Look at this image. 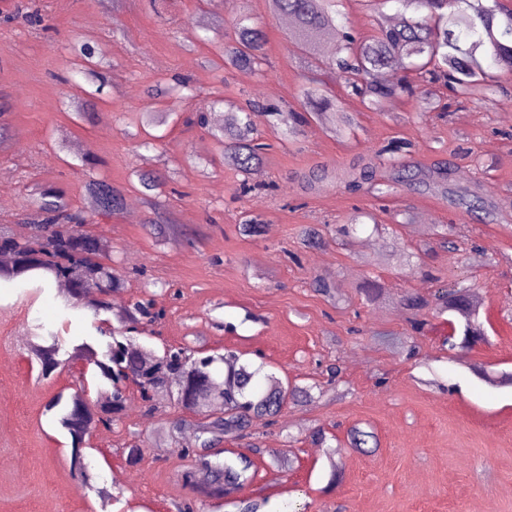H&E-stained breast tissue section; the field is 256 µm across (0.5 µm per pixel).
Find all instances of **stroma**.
<instances>
[{"instance_id":"1","label":"stroma","mask_w":512,"mask_h":512,"mask_svg":"<svg viewBox=\"0 0 512 512\" xmlns=\"http://www.w3.org/2000/svg\"><path fill=\"white\" fill-rule=\"evenodd\" d=\"M21 6L41 23L18 17ZM241 10L264 22L269 67L259 75L228 71L219 82L201 59L212 42L232 46ZM200 26L211 42L191 45L188 33ZM77 41L112 62L100 94L63 81ZM175 75L196 88L187 115L212 113L218 96L286 112L301 107L307 65L267 0H0V124L10 130L0 141V180L13 190L0 227L31 235L28 185L63 188L81 208L89 178L130 200L140 196L136 171H158L167 189L156 206L141 204L137 223L118 212L86 226L108 241L125 304L146 297L162 314L137 344L158 354L172 346L204 356L231 349L281 379L320 387L313 401L288 403L276 425L257 423L248 437L223 442L249 454L256 475L205 512H238L244 500L262 502L261 512H512V387L472 371H512V112L501 109L512 100V74L497 72V88L482 101L439 88L424 112L407 99L366 108L326 74L338 108L353 115L351 131L335 137L314 121L291 141L269 116L258 117L268 148L246 178L256 187L249 195L240 191L245 178L212 160L203 129L166 127L151 151L125 135L126 112L141 106L144 89ZM78 99L87 102L81 120L67 110ZM394 138L411 143L412 164H447L456 184H486L494 216L476 219L444 196L408 187L352 194L335 181L337 170ZM193 156L208 159L206 171L190 164ZM314 169L327 177L311 189L305 177ZM157 207L177 232L156 233ZM357 208L375 219L344 239L338 229ZM248 214L258 216V234L242 232ZM309 225L323 235L320 248L301 244ZM444 228L475 250L448 252ZM317 276L337 284L338 297L314 292ZM369 279L384 288L372 303L359 292ZM461 279L477 289L486 339L452 351L448 316L434 297ZM408 295L429 299V307L412 313L401 304ZM415 316L425 322L418 333ZM118 318L114 310L95 317L65 307L53 283L40 292L28 282L0 288V512H178L190 499L180 474L196 459L179 447L197 436L194 413L167 401L146 409L128 384L124 414L88 440L97 488L85 491L70 468L69 439L46 410L57 395L81 389L93 399L104 385L80 360L41 378L35 335L54 333L65 350L87 343L101 354ZM332 363L341 368L333 383L325 374ZM181 418L188 425L171 438ZM355 427L374 433L376 447H351ZM320 429L329 437L323 448L312 442ZM134 445L142 456L133 464Z\"/></svg>"}]
</instances>
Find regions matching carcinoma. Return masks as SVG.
<instances>
[{"mask_svg":"<svg viewBox=\"0 0 512 512\" xmlns=\"http://www.w3.org/2000/svg\"><path fill=\"white\" fill-rule=\"evenodd\" d=\"M345 0H268L272 14L290 16L295 25L289 34L292 46L315 61L318 66L337 69L344 76L346 87L368 107L378 110L392 101L407 96L420 105H427L432 96V85L447 83L452 91L476 100L484 99L491 91L494 75L491 69L512 71V10L488 0H399L403 6L400 21L387 25L380 20L373 23V31L366 37H354L336 23L341 14L339 6ZM236 44L226 49L214 45L213 57L207 60L213 71L231 68L245 74L265 72V34L263 22L240 12L235 17ZM331 39L336 44L332 57H316L319 44ZM105 58L95 57L87 47L80 48L79 60L73 73L83 77L100 92L105 78L99 69ZM414 71L420 84L403 78L386 85L379 83L376 73L392 66ZM192 91L190 85L178 80L157 83L147 89L148 96L165 103L161 111L143 109L130 120L132 129L127 134L138 139L139 147L155 148L160 136L149 129L168 123L178 117L176 102ZM302 111L277 112L275 116L282 134L296 139L314 119L326 124L328 132L340 137L353 125L349 112H336L335 98L325 83L309 80L303 86ZM214 105L224 109V124L210 126L207 133L220 149L224 163L242 175L248 174L262 160L267 144L261 142L255 121L248 109L222 97ZM409 144L393 141L376 153L378 164L361 168L350 167L336 173V178L351 193L389 192L398 185L418 186L430 191L448 192L452 170L447 165L426 172L400 157ZM142 193L148 201L160 196L165 177L156 172L135 173ZM86 192L94 204L93 213L109 215L123 206L122 192L105 180L92 178ZM31 200L37 212L35 234L29 240H19L13 234L0 230V252L13 257L7 267H0V284L17 280L66 281L70 284L63 295L64 304L72 309H87L94 315L110 309L109 303L97 299L121 288L122 282L112 266L101 258L100 239L84 230L91 214L70 207L66 194L59 187L36 189ZM490 192L481 183L467 187L456 195V205L466 213L489 209ZM472 285L462 281L441 291L442 308L451 314V322L467 327L471 317L479 312L474 301ZM144 318H154L149 308L138 302L130 305L123 323L135 328ZM119 359L112 358V347L102 358L93 360L101 379L112 386L110 396L92 401L83 393H74L69 399L57 397L48 410L56 411L58 425L69 437L71 468L81 487L90 488L93 475L85 463L86 438L97 428L110 425L125 407L120 383L133 379L140 387L142 400L150 405L156 397L165 396L171 404L193 413L203 409L209 420L198 425L199 447L184 446L181 454L197 457V464L182 471V483L196 500H222L240 486L250 482L252 463L243 453L234 459L211 460L199 454L198 448H211L226 437L243 438L255 422H275L288 401H312L311 388L290 385L264 366L242 358L233 351L221 356L194 357L195 351L182 347L163 356L142 352L128 339H117ZM61 346L55 341L49 346L33 344L40 374L50 377L64 361L58 359ZM224 364L222 377L212 370L216 362Z\"/></svg>","mask_w":512,"mask_h":512,"instance_id":"cac0c4a2","label":"carcinoma"}]
</instances>
